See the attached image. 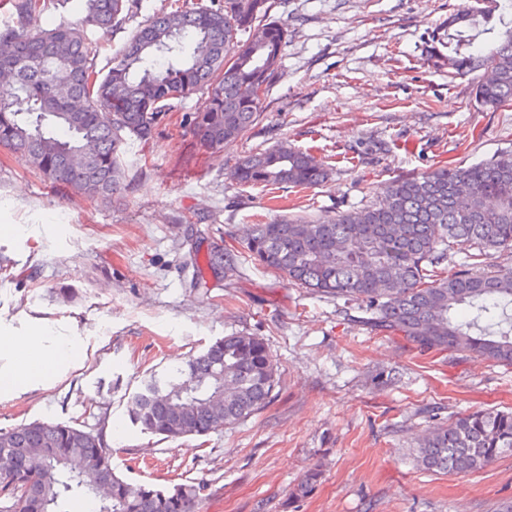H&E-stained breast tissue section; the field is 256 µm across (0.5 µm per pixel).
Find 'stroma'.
Wrapping results in <instances>:
<instances>
[{
  "label": "stroma",
  "mask_w": 512,
  "mask_h": 512,
  "mask_svg": "<svg viewBox=\"0 0 512 512\" xmlns=\"http://www.w3.org/2000/svg\"><path fill=\"white\" fill-rule=\"evenodd\" d=\"M474 0H277L288 27L258 123L207 153L180 124L183 100L146 146L123 156L112 203L44 182L0 150V329L41 327L45 345L83 342L44 388L0 399V429L34 421L105 428L112 466L157 484L207 482L201 512H494L512 498V454L434 474L413 461L422 434L479 408L512 407V366L463 351L420 352L359 321L354 302L289 285L252 260L191 291L185 216L241 246L250 225L332 216L397 179L512 153V107L475 101L471 77L428 64L432 34ZM285 143L325 160L329 180L269 190L226 176L236 158ZM235 331L265 339L279 384L260 413L204 437L134 427L127 402ZM321 478L290 493L310 467Z\"/></svg>",
  "instance_id": "obj_1"
}]
</instances>
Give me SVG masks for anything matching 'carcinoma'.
<instances>
[{
    "instance_id": "carcinoma-1",
    "label": "carcinoma",
    "mask_w": 512,
    "mask_h": 512,
    "mask_svg": "<svg viewBox=\"0 0 512 512\" xmlns=\"http://www.w3.org/2000/svg\"><path fill=\"white\" fill-rule=\"evenodd\" d=\"M65 0H0V64L14 86L0 90V149L27 160L53 186L110 200L121 192V155L148 142L189 94L202 95L184 125L212 154L255 125L280 68L288 27L268 20L275 0H210L169 6L138 24L97 69L98 31L126 28L135 0H81L77 23L36 27ZM448 17L431 47L434 66L477 75L476 101L512 106V0ZM64 127L68 137L56 135ZM240 184L310 189L328 178L313 154L280 144L249 152L230 167ZM471 253L453 261L455 245ZM248 256L288 283L323 297L357 301L367 323L422 351H470L512 365V268L491 270L490 252L512 250V153L466 167H439L391 182L375 203L334 217L284 215L254 224ZM187 263L218 279L237 270L240 251L216 243ZM465 306L470 316L454 310ZM277 371L263 339L235 332L168 373H151L130 400L132 423L166 438L201 437L235 425L272 399ZM512 453V409H478L433 428L415 461L428 472L478 470ZM0 512H69L67 502L97 495L98 512H200L203 481L137 483L115 472L103 431L32 422L0 429ZM320 471L294 488L304 497Z\"/></svg>"
}]
</instances>
